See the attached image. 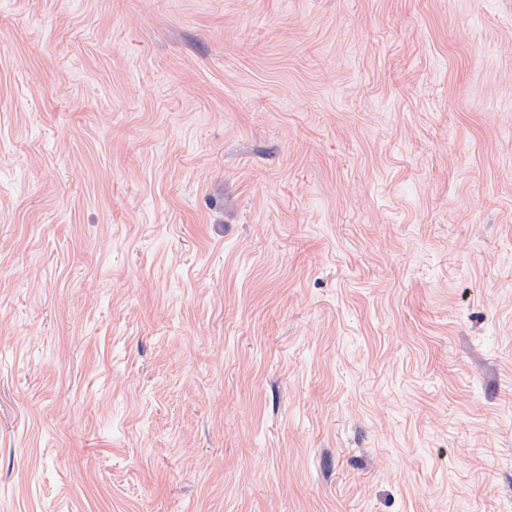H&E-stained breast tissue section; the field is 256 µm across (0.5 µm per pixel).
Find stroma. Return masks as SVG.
<instances>
[{"mask_svg": "<svg viewBox=\"0 0 512 512\" xmlns=\"http://www.w3.org/2000/svg\"><path fill=\"white\" fill-rule=\"evenodd\" d=\"M512 0H0V512H512Z\"/></svg>", "mask_w": 512, "mask_h": 512, "instance_id": "35a3bbf8", "label": "stroma"}]
</instances>
